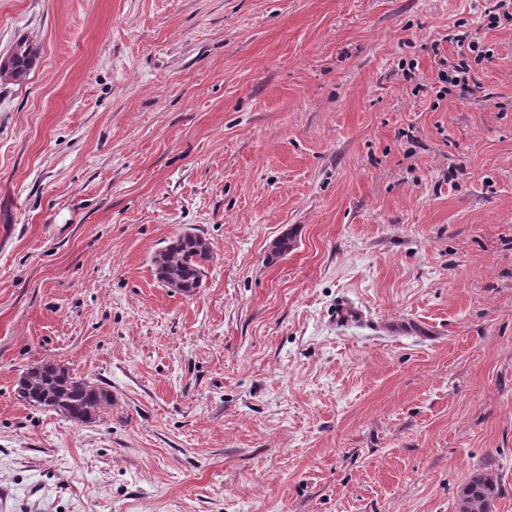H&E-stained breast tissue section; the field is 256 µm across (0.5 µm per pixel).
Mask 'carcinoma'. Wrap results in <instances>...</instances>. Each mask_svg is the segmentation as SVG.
<instances>
[{"label":"carcinoma","mask_w":512,"mask_h":512,"mask_svg":"<svg viewBox=\"0 0 512 512\" xmlns=\"http://www.w3.org/2000/svg\"><path fill=\"white\" fill-rule=\"evenodd\" d=\"M36 55L37 48L32 42L16 41L10 57L0 63V75L24 82ZM209 260L210 247L204 239L179 233L155 253L152 264L160 282L190 296L201 288L204 264ZM16 393L19 401L48 409L74 423L95 421L104 406L112 401L108 389L51 360L30 367L19 379ZM497 492L491 474H476L460 491L459 512H492Z\"/></svg>","instance_id":"1"}]
</instances>
